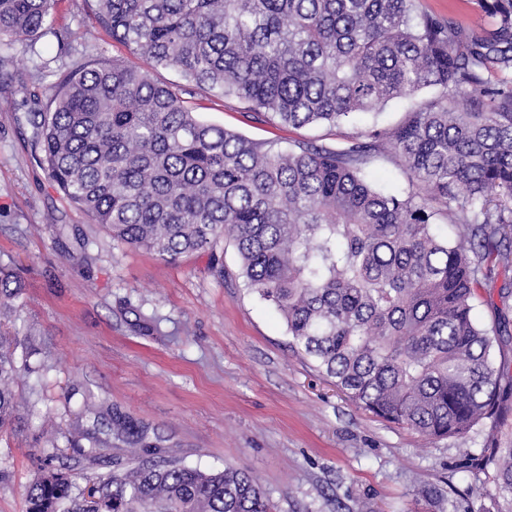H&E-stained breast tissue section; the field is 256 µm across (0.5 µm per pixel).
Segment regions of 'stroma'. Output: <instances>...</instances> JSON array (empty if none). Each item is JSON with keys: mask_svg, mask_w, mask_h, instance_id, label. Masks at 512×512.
I'll return each instance as SVG.
<instances>
[{"mask_svg": "<svg viewBox=\"0 0 512 512\" xmlns=\"http://www.w3.org/2000/svg\"><path fill=\"white\" fill-rule=\"evenodd\" d=\"M137 63L93 23L86 0H60L52 31L29 44L0 37V266L21 279L0 307L18 336L15 418L0 430V512H27L26 488L45 466L108 475L112 437L95 413L118 409L146 427L162 456L203 470L258 477L277 512H475L495 492L493 470L466 467L490 443L512 445V413L463 438L428 441L357 407L291 348L281 316L240 274L229 239L167 263L112 240L50 181L31 112L78 64ZM188 106L205 123L257 141L311 135L334 144L358 127L387 129L413 101L395 100L359 125L311 131L272 125L234 98L199 88ZM512 273L495 269L475 301L490 323L512 315Z\"/></svg>", "mask_w": 512, "mask_h": 512, "instance_id": "obj_1", "label": "stroma"}]
</instances>
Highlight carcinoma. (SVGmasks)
Segmentation results:
<instances>
[{"label": "carcinoma", "mask_w": 512, "mask_h": 512, "mask_svg": "<svg viewBox=\"0 0 512 512\" xmlns=\"http://www.w3.org/2000/svg\"><path fill=\"white\" fill-rule=\"evenodd\" d=\"M59 0H0V35L36 42ZM490 30L467 34L418 0H93L95 21L145 61L73 67L33 113L64 197L112 239L163 261L232 240L241 274L286 322L293 345L359 407L429 440L505 418L509 319L474 317L494 267L512 266V0H474ZM236 98L273 124L340 126L401 97V123L336 147L256 142L199 121L151 70ZM367 141H361V138ZM392 151L409 187L386 193L369 167ZM446 219L456 239L433 227ZM22 295L0 268V301ZM13 339L0 334V427L14 420ZM112 438L147 451V433L112 411ZM78 488L44 467L28 512H275L249 473L175 460L112 461ZM493 509L512 512V448Z\"/></svg>", "instance_id": "1"}]
</instances>
